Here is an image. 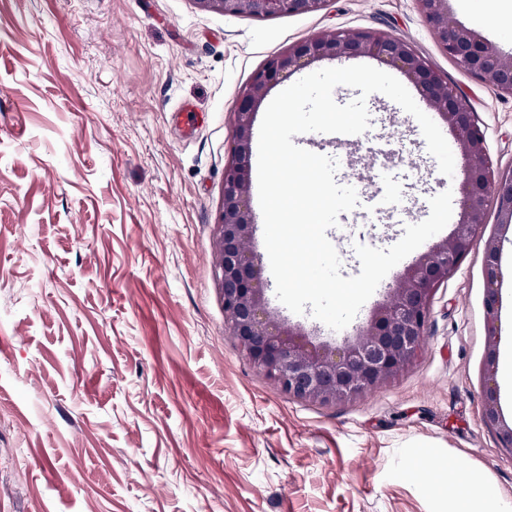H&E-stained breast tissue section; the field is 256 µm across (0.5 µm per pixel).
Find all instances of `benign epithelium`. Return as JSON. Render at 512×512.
Here are the masks:
<instances>
[{
  "label": "benign epithelium",
  "mask_w": 512,
  "mask_h": 512,
  "mask_svg": "<svg viewBox=\"0 0 512 512\" xmlns=\"http://www.w3.org/2000/svg\"><path fill=\"white\" fill-rule=\"evenodd\" d=\"M232 16L265 18L316 13L328 0H197ZM423 22L448 56L485 85L512 95V55L504 56L474 31L451 22L449 0H417ZM350 55L376 58L404 74L448 123L468 161L461 186L463 219L397 274L390 300L373 311L351 343H315L267 311L268 284L259 258L247 249L256 222L249 202L250 158L256 112L279 80L314 62ZM512 220V172L497 175L486 139L467 102L406 41L370 29L315 35L271 56L239 94L234 112L233 157L224 169V205L217 252L224 298V325L253 366L290 396L334 405L387 383L418 358L436 290L460 268L482 233L489 208ZM499 241L486 243L485 314L489 344L496 338ZM485 419L498 425L502 447L512 449V424L500 420L493 371L485 375Z\"/></svg>",
  "instance_id": "1"
}]
</instances>
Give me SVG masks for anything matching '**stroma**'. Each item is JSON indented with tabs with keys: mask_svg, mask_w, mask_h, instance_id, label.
<instances>
[{
	"mask_svg": "<svg viewBox=\"0 0 512 512\" xmlns=\"http://www.w3.org/2000/svg\"><path fill=\"white\" fill-rule=\"evenodd\" d=\"M451 19L512 53V0H450ZM372 29L409 42L466 99L495 171H512V95L448 58L416 0H329L267 19L197 0H0V512H457L456 462L512 512V451L484 417V252L512 228L489 210L436 291L402 375L321 406L282 393L224 327L216 241L239 91L272 55L318 34ZM348 178L380 172L412 200L454 199L417 120L371 94ZM406 223L327 230L342 277L356 245ZM384 278L335 331L269 307L320 341L355 336Z\"/></svg>",
	"mask_w": 512,
	"mask_h": 512,
	"instance_id": "stroma-1",
	"label": "stroma"
}]
</instances>
